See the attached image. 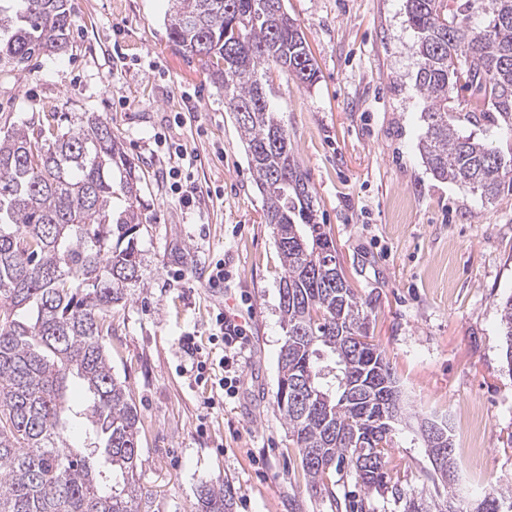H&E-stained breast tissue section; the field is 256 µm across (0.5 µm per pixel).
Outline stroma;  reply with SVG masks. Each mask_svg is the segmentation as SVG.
Instances as JSON below:
<instances>
[{"label": "stroma", "instance_id": "1", "mask_svg": "<svg viewBox=\"0 0 512 512\" xmlns=\"http://www.w3.org/2000/svg\"><path fill=\"white\" fill-rule=\"evenodd\" d=\"M69 3L64 54L21 72L0 67V131L42 112H95L141 171L142 281L113 307L103 338L139 412L138 512H191L205 482L231 486L234 512H331L306 493L277 410L284 267L223 93L169 43L168 0ZM285 7L318 79L307 85L270 70L269 99L347 279L374 305L369 333L409 413L448 417L457 447L476 439L480 455L460 460L469 496L512 486V372L497 330L512 293V192L487 202L424 164L405 0ZM173 142L202 188L188 207L165 179ZM219 260L227 279L216 290L208 278ZM227 304L245 321L248 350L238 395L209 408L224 375L215 317ZM189 338L206 362L201 382L182 350ZM391 461L412 486L427 483L432 466L413 427L397 434Z\"/></svg>", "mask_w": 512, "mask_h": 512}]
</instances>
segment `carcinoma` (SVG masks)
<instances>
[{
	"label": "carcinoma",
	"mask_w": 512,
	"mask_h": 512,
	"mask_svg": "<svg viewBox=\"0 0 512 512\" xmlns=\"http://www.w3.org/2000/svg\"><path fill=\"white\" fill-rule=\"evenodd\" d=\"M261 2L171 0L166 20L176 50L224 91L265 201L285 270L276 405L306 490L338 512H365V499L352 504L329 487L347 468L403 512H512V490L499 485L476 500L460 495L451 432L433 490L390 466L406 400L386 352L364 342L372 301L336 270V242L317 221L308 174L265 88L272 66L309 85L318 67L283 0ZM405 9L422 160L436 180L495 199L512 189V148L464 129L512 119V0H406ZM475 14L483 25L471 24ZM71 26L69 0H0V66L22 71L62 54ZM458 88L469 91L466 111L450 112ZM62 119L66 129L55 130ZM140 206L139 167L102 115L47 112L0 135V512H136L142 499L138 411L102 342L112 307L141 282ZM499 335L512 371V295L500 304ZM70 376L85 386L80 405L66 397ZM72 417L97 453L72 446ZM233 500L231 489L205 483L195 509L231 512Z\"/></svg>",
	"instance_id": "obj_1"
}]
</instances>
